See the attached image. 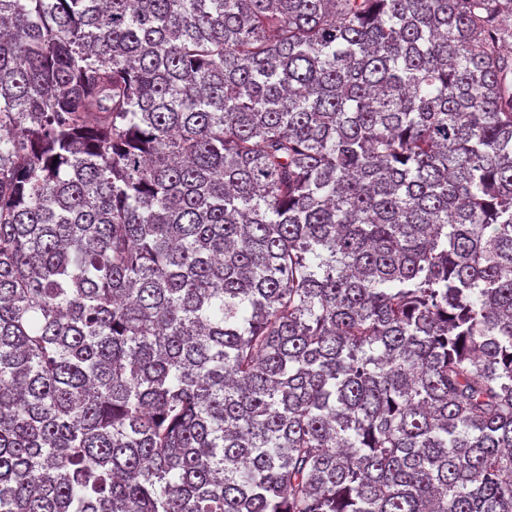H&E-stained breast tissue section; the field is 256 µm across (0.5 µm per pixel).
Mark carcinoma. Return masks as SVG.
I'll list each match as a JSON object with an SVG mask.
<instances>
[{"mask_svg": "<svg viewBox=\"0 0 512 512\" xmlns=\"http://www.w3.org/2000/svg\"><path fill=\"white\" fill-rule=\"evenodd\" d=\"M0 512H512V0H0Z\"/></svg>", "mask_w": 512, "mask_h": 512, "instance_id": "carcinoma-1", "label": "carcinoma"}]
</instances>
